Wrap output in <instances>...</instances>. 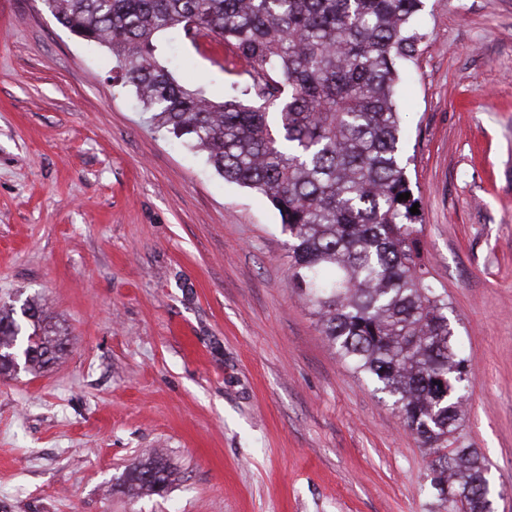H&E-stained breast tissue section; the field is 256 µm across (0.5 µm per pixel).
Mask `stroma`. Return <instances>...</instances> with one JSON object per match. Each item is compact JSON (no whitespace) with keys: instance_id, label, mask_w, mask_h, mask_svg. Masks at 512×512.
Here are the masks:
<instances>
[{"instance_id":"1","label":"stroma","mask_w":512,"mask_h":512,"mask_svg":"<svg viewBox=\"0 0 512 512\" xmlns=\"http://www.w3.org/2000/svg\"><path fill=\"white\" fill-rule=\"evenodd\" d=\"M397 110L416 224L468 360L463 435L512 512V0H424ZM212 99L255 73L158 39ZM67 342L0 377V512H436L433 454L336 357L271 204L157 129L111 53L0 0V306ZM159 451L163 495L130 498ZM175 481V471L164 457L152 454L134 462L128 469L124 485L129 495H156L166 491Z\"/></svg>"}]
</instances>
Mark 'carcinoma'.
Masks as SVG:
<instances>
[{"mask_svg":"<svg viewBox=\"0 0 512 512\" xmlns=\"http://www.w3.org/2000/svg\"><path fill=\"white\" fill-rule=\"evenodd\" d=\"M57 22L112 51L151 121L258 192L288 233L293 286L337 357L401 412L434 454L444 512H492L489 466L466 444L467 360L423 256L395 104L398 64L426 33L423 0H42ZM177 30L224 40L257 78L221 102L178 83L157 51ZM0 307V375L43 369L63 349L45 312ZM175 481L163 456L134 462L129 495Z\"/></svg>","mask_w":512,"mask_h":512,"instance_id":"obj_1","label":"carcinoma"}]
</instances>
